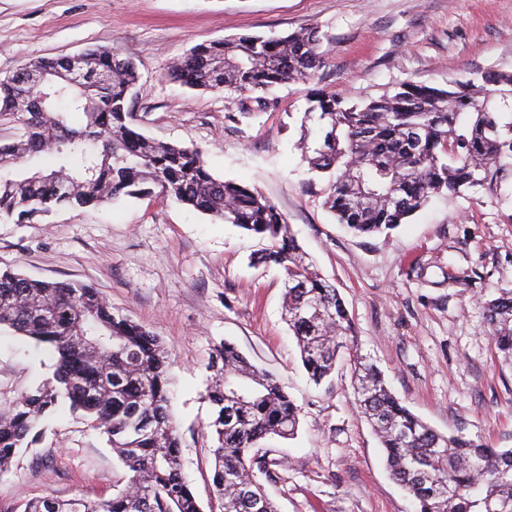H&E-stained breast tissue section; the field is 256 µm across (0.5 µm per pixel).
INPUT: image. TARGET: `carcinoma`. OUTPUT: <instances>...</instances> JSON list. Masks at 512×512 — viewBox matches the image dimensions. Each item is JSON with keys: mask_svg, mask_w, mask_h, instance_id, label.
Segmentation results:
<instances>
[{"mask_svg": "<svg viewBox=\"0 0 512 512\" xmlns=\"http://www.w3.org/2000/svg\"><path fill=\"white\" fill-rule=\"evenodd\" d=\"M318 44L314 32L224 38L195 46L170 76L235 96L246 109L270 89L314 75ZM70 65L68 57L39 58L0 76V121L23 128L0 147V222L157 189L269 241L258 262L284 271L288 325L309 378L321 383L354 329L337 288L299 252L276 205L245 183L215 178L201 149L140 133L129 109L138 79L133 62L92 50L79 87L65 82ZM37 73L56 83L53 100L45 103L33 90ZM481 80L450 79L445 88L408 81L378 98L314 90L305 119L317 121L315 146L305 138L299 147L311 171L329 176L324 206L337 222L360 236L383 234L434 195L498 184L512 159V122L500 124L489 101L512 98V75L488 72ZM17 98L31 109L14 111ZM75 112L86 117L80 128L68 123ZM36 155L49 157L52 167L21 166ZM485 312L492 344L512 366V294L485 302ZM0 326L49 347L55 358L50 377L0 411V470L25 455L41 426L64 408L106 437L124 469L123 485L108 499L47 495L24 512H202L181 473L170 355L159 337L115 312L90 284L37 280L13 269L0 270ZM353 365L360 412L384 448L392 479L419 512H512V449L438 433L389 391L377 367L357 355ZM209 368L220 512H277L264 486L277 462L254 448L269 436H294L299 409L277 378L231 343L215 349Z\"/></svg>", "mask_w": 512, "mask_h": 512, "instance_id": "obj_1", "label": "carcinoma"}]
</instances>
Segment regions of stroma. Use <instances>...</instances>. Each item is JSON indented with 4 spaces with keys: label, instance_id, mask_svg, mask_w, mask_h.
Masks as SVG:
<instances>
[{
    "label": "stroma",
    "instance_id": "stroma-1",
    "mask_svg": "<svg viewBox=\"0 0 512 512\" xmlns=\"http://www.w3.org/2000/svg\"><path fill=\"white\" fill-rule=\"evenodd\" d=\"M304 30L318 33L322 66L250 116L168 76L198 44ZM91 48L135 64L129 105L142 133L199 147L214 177L245 182L278 207L342 297L357 354L411 412L438 433L512 448V368L499 362L484 309L512 293V171L497 186L433 198L389 236L362 237L324 209L327 180L295 146L313 88L376 98L406 81L443 87L512 73V0H0V76ZM260 248L246 231L155 195L0 223V269L93 284L160 337L174 360L182 472L203 512L217 507L205 394L224 341L274 374L300 409L295 438L263 444L278 462L266 488L279 512H415L359 413L349 365L310 380L284 320L283 273L256 264ZM52 359L0 328V408L41 382ZM120 473L105 438L64 410L0 472V512L47 494L108 498Z\"/></svg>",
    "mask_w": 512,
    "mask_h": 512
}]
</instances>
